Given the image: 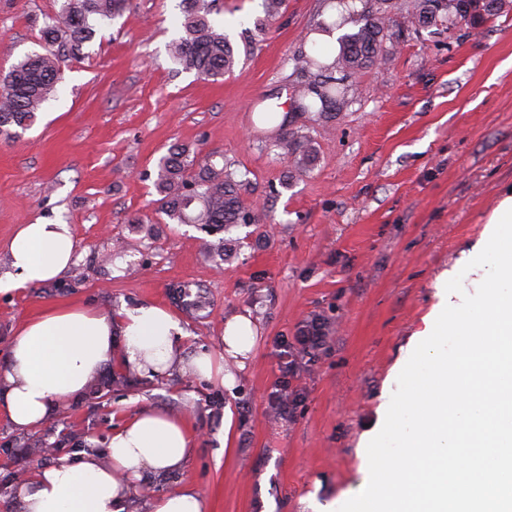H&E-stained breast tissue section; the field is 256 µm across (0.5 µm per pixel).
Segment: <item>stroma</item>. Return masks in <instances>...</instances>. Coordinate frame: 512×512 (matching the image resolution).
<instances>
[{"instance_id": "obj_1", "label": "stroma", "mask_w": 512, "mask_h": 512, "mask_svg": "<svg viewBox=\"0 0 512 512\" xmlns=\"http://www.w3.org/2000/svg\"><path fill=\"white\" fill-rule=\"evenodd\" d=\"M262 3L215 0L211 17L236 64L213 81L178 71L167 54L182 0H130L82 56L62 58L60 90L34 125L0 140V276L18 225L64 223L76 239L61 280L0 294V365L14 329L59 304L166 307L189 351L213 347L237 315L259 332L231 390L115 369L41 427L20 432L0 417V512H14L11 483L49 464L47 449L104 451L112 429L144 407L188 415L194 453L137 486L128 512L187 483L207 512H312L310 499L363 483L359 442L389 372L423 329L437 277L512 185V0L491 21L444 31L392 10L383 52L346 82L348 108L327 122L293 115L315 149L305 172L292 171L256 114L290 99L293 57L331 0H286L260 30ZM59 8L0 0V73L41 51ZM174 142L223 159L259 217L224 232V260L203 251V230L159 221L155 167ZM316 317L326 345L295 354L297 373L285 376L282 339ZM284 379L299 394L287 413L269 402Z\"/></svg>"}]
</instances>
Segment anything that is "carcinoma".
I'll list each match as a JSON object with an SVG mask.
<instances>
[{
	"label": "carcinoma",
	"instance_id": "cac0c4a2",
	"mask_svg": "<svg viewBox=\"0 0 512 512\" xmlns=\"http://www.w3.org/2000/svg\"><path fill=\"white\" fill-rule=\"evenodd\" d=\"M469 0H407L406 9L424 25L454 18L475 24L493 20L500 10L486 7L463 12ZM184 34L167 45L170 59L185 71L204 78H221L235 65V55L224 30L214 26L208 0H184ZM128 0H61L60 10L42 30L44 52L26 56L0 75V138L13 140L32 126L37 113L55 94L61 80V52L78 57L94 35V22L120 14ZM356 31L341 38L340 53L330 64L321 57L299 51L293 57L299 80L291 107L308 112L319 106L317 116L329 118L348 105L346 89L336 86L332 72L357 75L383 51L389 29V9L356 17ZM278 143L288 151L291 168L307 170L315 160L310 136L303 127L279 126ZM155 187L160 194L159 213L176 224H196L217 234L231 224H255L256 213L241 198L243 182L211 156L193 153L183 144L171 145L156 164Z\"/></svg>",
	"mask_w": 512,
	"mask_h": 512
}]
</instances>
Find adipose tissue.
<instances>
[{"mask_svg":"<svg viewBox=\"0 0 512 512\" xmlns=\"http://www.w3.org/2000/svg\"><path fill=\"white\" fill-rule=\"evenodd\" d=\"M12 268L0 276V293L61 279L70 269L75 241L69 225H19L6 246ZM184 330L170 310L152 303L103 311L86 305L46 309L15 330L0 368V417L27 431L53 419L84 397L95 377L112 366L148 377L218 379L236 384L257 344L252 320L224 325L215 351L184 352ZM193 435L183 415L146 407L113 430L105 452L56 456L18 479L17 512H125L136 483L185 466Z\"/></svg>","mask_w":512,"mask_h":512,"instance_id":"adipose-tissue-1","label":"adipose tissue"}]
</instances>
